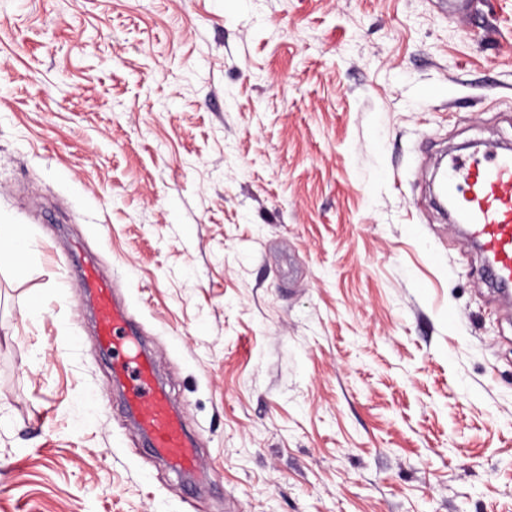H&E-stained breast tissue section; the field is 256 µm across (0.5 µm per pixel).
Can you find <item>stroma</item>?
Returning <instances> with one entry per match:
<instances>
[{
	"instance_id": "35a3bbf8",
	"label": "stroma",
	"mask_w": 512,
	"mask_h": 512,
	"mask_svg": "<svg viewBox=\"0 0 512 512\" xmlns=\"http://www.w3.org/2000/svg\"><path fill=\"white\" fill-rule=\"evenodd\" d=\"M469 3L0 0V512H512V310L429 193L512 144V0ZM80 254L196 471L119 409ZM29 236L23 224H0V248L9 250L15 258L22 259L28 252Z\"/></svg>"
}]
</instances>
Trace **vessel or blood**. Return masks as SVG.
<instances>
[{"instance_id":"b4317fda","label":"vessel or blood","mask_w":512,"mask_h":512,"mask_svg":"<svg viewBox=\"0 0 512 512\" xmlns=\"http://www.w3.org/2000/svg\"><path fill=\"white\" fill-rule=\"evenodd\" d=\"M441 195L453 203L467 235L485 255L487 279L497 288L511 290L512 150L452 160ZM84 278L95 297L101 334L127 374L126 401L137 410L140 429L170 467L194 468L198 463L195 442L159 385L153 361L133 345L132 318L114 302L108 274L91 266Z\"/></svg>"}]
</instances>
